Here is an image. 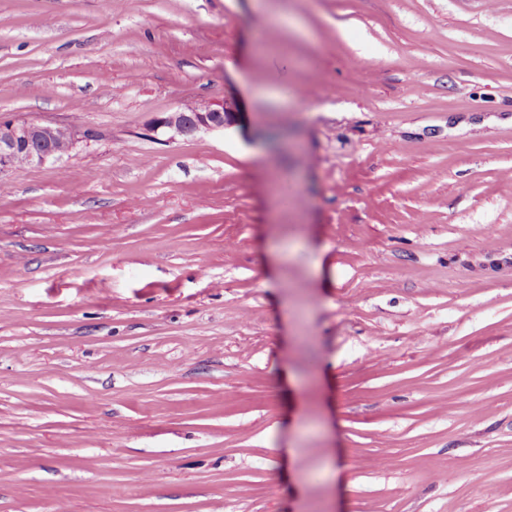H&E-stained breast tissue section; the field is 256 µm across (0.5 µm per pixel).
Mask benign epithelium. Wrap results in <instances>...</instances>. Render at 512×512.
I'll return each instance as SVG.
<instances>
[{
	"label": "benign epithelium",
	"mask_w": 512,
	"mask_h": 512,
	"mask_svg": "<svg viewBox=\"0 0 512 512\" xmlns=\"http://www.w3.org/2000/svg\"><path fill=\"white\" fill-rule=\"evenodd\" d=\"M235 116L234 104L223 100L161 113L151 121V126L154 131L163 130L174 137H193L201 131L222 129L231 124ZM57 138H66L71 145H76L73 133L66 128L1 118L0 172L15 167L19 155L25 156L29 165L61 159L63 154L53 148Z\"/></svg>",
	"instance_id": "7a95c632"
}]
</instances>
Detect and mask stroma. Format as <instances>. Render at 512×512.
Segmentation results:
<instances>
[{
  "instance_id": "stroma-1",
  "label": "stroma",
  "mask_w": 512,
  "mask_h": 512,
  "mask_svg": "<svg viewBox=\"0 0 512 512\" xmlns=\"http://www.w3.org/2000/svg\"><path fill=\"white\" fill-rule=\"evenodd\" d=\"M0 117V512H512V0H0ZM232 102L221 101L205 106H186L173 112L160 113L152 121L153 131L172 133L171 137H192L201 131L222 129L236 116ZM56 138L70 141H56L54 147L63 153L75 148L73 133L63 127L39 125L28 121L0 119V172L16 165H41L51 160H59L62 154L53 148ZM68 153V154H69ZM20 156L16 159L17 156ZM26 159V163H25Z\"/></svg>"
}]
</instances>
